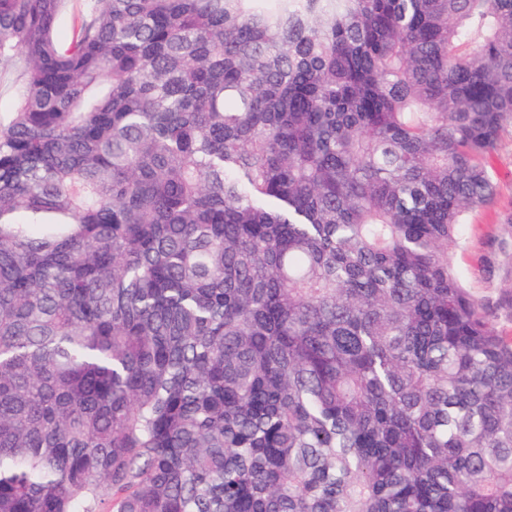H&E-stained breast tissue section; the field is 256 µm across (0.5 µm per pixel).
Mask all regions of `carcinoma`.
Returning <instances> with one entry per match:
<instances>
[{
  "instance_id": "1",
  "label": "carcinoma",
  "mask_w": 512,
  "mask_h": 512,
  "mask_svg": "<svg viewBox=\"0 0 512 512\" xmlns=\"http://www.w3.org/2000/svg\"><path fill=\"white\" fill-rule=\"evenodd\" d=\"M0 0V512H512V0ZM86 0H66L54 35L60 43L68 42L86 12ZM19 89V81L13 74H0V117L4 118L13 112L17 94ZM497 192L488 207L470 212L459 243L448 257L479 301L489 325L512 342V126H506L489 155Z\"/></svg>"
}]
</instances>
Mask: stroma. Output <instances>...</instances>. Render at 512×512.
Returning <instances> with one entry per match:
<instances>
[{
  "instance_id": "obj_1",
  "label": "stroma",
  "mask_w": 512,
  "mask_h": 512,
  "mask_svg": "<svg viewBox=\"0 0 512 512\" xmlns=\"http://www.w3.org/2000/svg\"><path fill=\"white\" fill-rule=\"evenodd\" d=\"M489 165L496 196L491 205L468 214L448 257L490 326L512 342V126L501 131Z\"/></svg>"
}]
</instances>
